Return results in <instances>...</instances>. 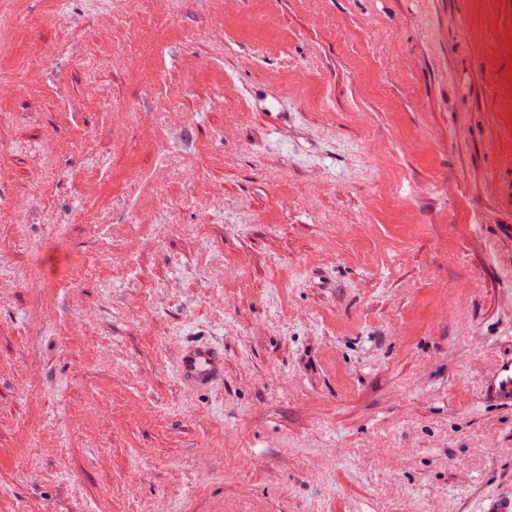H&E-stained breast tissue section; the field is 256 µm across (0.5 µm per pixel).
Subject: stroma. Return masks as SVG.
<instances>
[{
	"mask_svg": "<svg viewBox=\"0 0 512 512\" xmlns=\"http://www.w3.org/2000/svg\"><path fill=\"white\" fill-rule=\"evenodd\" d=\"M120 4L0 0V512H483L512 0ZM177 369L187 386L208 387L224 376V355L201 340H190L180 355Z\"/></svg>",
	"mask_w": 512,
	"mask_h": 512,
	"instance_id": "stroma-1",
	"label": "stroma"
}]
</instances>
